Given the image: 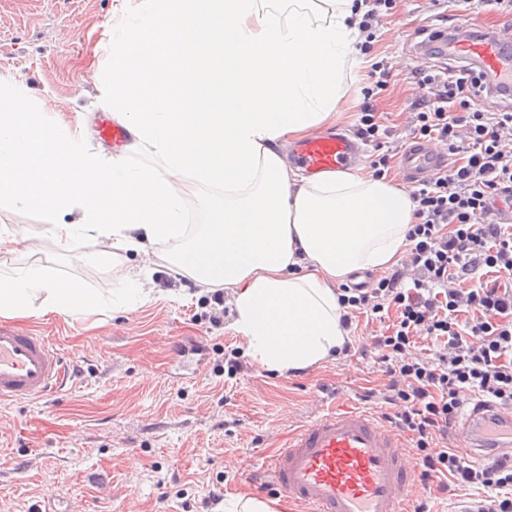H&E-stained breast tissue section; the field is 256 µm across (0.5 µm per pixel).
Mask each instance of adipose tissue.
Wrapping results in <instances>:
<instances>
[{"mask_svg": "<svg viewBox=\"0 0 512 512\" xmlns=\"http://www.w3.org/2000/svg\"><path fill=\"white\" fill-rule=\"evenodd\" d=\"M140 0L112 28L119 62L101 90L127 124L128 150L89 151L53 113L0 82V199L40 209L45 232L79 261L174 244L164 259L200 286L229 290L252 359L282 373L336 359L348 333L336 282L388 268L414 220L403 184L346 171L309 177L280 147L331 126L356 65L366 11L355 0ZM168 43L185 66L157 62ZM223 203L189 224L186 198ZM91 242L95 251L76 253ZM69 316L101 311L78 280L33 265L0 272V316L32 298Z\"/></svg>", "mask_w": 512, "mask_h": 512, "instance_id": "adipose-tissue-1", "label": "adipose tissue"}]
</instances>
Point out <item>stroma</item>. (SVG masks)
<instances>
[{
    "label": "stroma",
    "mask_w": 512,
    "mask_h": 512,
    "mask_svg": "<svg viewBox=\"0 0 512 512\" xmlns=\"http://www.w3.org/2000/svg\"><path fill=\"white\" fill-rule=\"evenodd\" d=\"M113 0H0V78L21 85L33 105L50 102L62 124L86 132L89 149L112 106L99 89L111 71ZM435 23L427 0H400L372 40L373 57L393 79L375 98L386 125L401 129L416 93L409 71L418 59L417 31ZM339 127L355 132L367 66L346 79ZM22 238L0 253V272L35 264L78 279L103 299L125 287L142 255L118 264L82 263L61 255L45 235L47 217L0 201V225ZM165 297L87 318L49 314L18 320L51 336L69 370L63 391L0 405V512H221L212 494L251 493L247 471L315 418L336 393L375 413L390 412L383 379L368 346L387 322L353 321L346 356L294 373L258 366L233 324L232 302L188 275L155 266ZM224 321H209L216 307ZM244 369L228 377L227 362ZM483 487L458 485L445 494L414 493L417 512H461Z\"/></svg>",
    "instance_id": "35a3bbf8"
}]
</instances>
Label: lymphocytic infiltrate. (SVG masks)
Here are the masks:
<instances>
[{"mask_svg":"<svg viewBox=\"0 0 512 512\" xmlns=\"http://www.w3.org/2000/svg\"><path fill=\"white\" fill-rule=\"evenodd\" d=\"M372 88L361 105L360 139L382 147L395 134L373 104L392 70L371 63ZM419 96L411 102L407 139H434L448 149L442 173L412 193L414 222L406 237L408 263L375 287L340 295L342 323L352 314L395 310L387 333L374 336L377 362L387 377L390 423L407 433L422 462L423 481L445 494L453 484H475L485 493L466 512H512V448H502L476 468L439 438L467 400L512 406V225L493 222L496 202H512V111L477 104L493 93L492 77L468 66L419 64L411 71ZM484 281H475L478 271ZM432 342V356L417 350Z\"/></svg>","mask_w":512,"mask_h":512,"instance_id":"1","label":"lymphocytic infiltrate"}]
</instances>
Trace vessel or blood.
<instances>
[{"label": "vessel or blood", "instance_id": "1", "mask_svg": "<svg viewBox=\"0 0 512 512\" xmlns=\"http://www.w3.org/2000/svg\"><path fill=\"white\" fill-rule=\"evenodd\" d=\"M427 48L452 63L474 62L512 88L511 26L463 40L450 39L447 28H436L413 51L419 55ZM97 136L115 145L131 139L128 128L111 119L101 122ZM360 153L356 137L336 129L299 142L288 156L317 176L347 169ZM447 162L445 149L423 141L411 143L400 157L403 171L417 184L435 177ZM65 380L63 359L49 337L0 324V403L43 397ZM453 433L478 450L493 435L512 440V407L470 406ZM415 474L413 453L398 428L382 424L371 412L342 407L303 425L250 478L260 490L287 497L301 512H409Z\"/></svg>", "mask_w": 512, "mask_h": 512}]
</instances>
